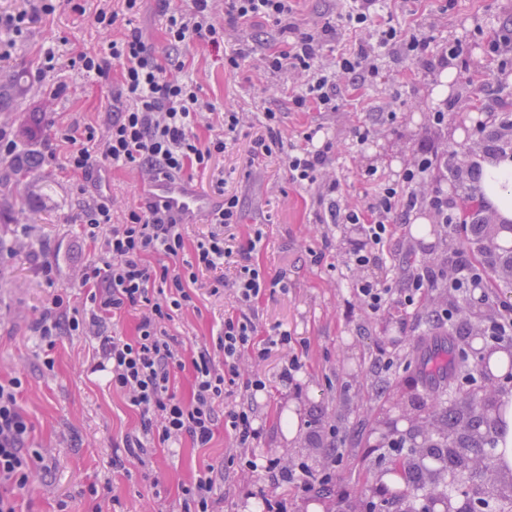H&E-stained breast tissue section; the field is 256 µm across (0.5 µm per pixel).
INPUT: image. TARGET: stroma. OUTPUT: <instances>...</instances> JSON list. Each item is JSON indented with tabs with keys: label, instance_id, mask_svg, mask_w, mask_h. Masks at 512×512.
I'll list each match as a JSON object with an SVG mask.
<instances>
[{
	"label": "stroma",
	"instance_id": "stroma-1",
	"mask_svg": "<svg viewBox=\"0 0 512 512\" xmlns=\"http://www.w3.org/2000/svg\"><path fill=\"white\" fill-rule=\"evenodd\" d=\"M101 5V0H84L85 12L79 15L60 0L53 14L43 15L37 0H0V16L24 11L30 18L10 57L0 59V77L19 70L31 76L28 91L0 112V128L17 144L13 157L0 159V371L20 378L19 402L32 425L27 445L43 451L42 460L33 464L31 487L16 494L18 512H89L96 500L104 512H180L183 485L206 471L215 480L218 512H256L260 490L283 501L282 512H354L357 495L385 475L387 456L374 449L377 421L410 393L428 403L439 389L438 377L426 376L408 362L422 354L446 353L448 331L432 327L429 316L452 296V289L430 290L406 311L394 300L375 316L348 313L346 302L357 273L346 268L345 260L356 233L330 223L320 200L326 192L323 183H292L279 152L251 159L256 130L242 127L210 169L189 168L183 177L206 196L218 178H225V191L240 198L238 223L224 229L233 250L224 271L234 275L247 260L268 276L284 277L286 290L265 292L254 310L258 339L279 328L290 333V343L286 349L272 350L263 361H244L232 386L234 399L251 402L255 411L260 434L250 447H238L220 424L206 448L195 447L187 438L169 448L157 438L142 436L138 411L112 390L102 373L91 370L98 334L65 333L49 347L34 331L35 320L52 308L56 296L84 307L79 279L98 253L80 223L97 182L82 180L63 167L66 147H58L57 162L47 163L46 145L54 125L102 124L120 80L119 68H112L105 81L68 68L67 61L78 52L105 53L111 38L136 27L154 51L169 56L182 76L199 86L207 103L193 125L199 139H207L218 126L222 109L276 112L284 143L303 144L310 132L315 144L332 143L330 175L338 182L336 194L361 203L373 191L362 176L365 169L400 181L422 146L454 152L460 163L470 165L479 143L464 133V126L473 125L485 104L499 100L512 109V61L485 51L490 27L512 22V0H386L382 22L430 36L431 56L440 55L456 38L469 46V56L452 69L456 76L451 93L438 92L451 70L447 66L428 68L387 49L378 60L383 80L354 86L347 77H338V107L330 112L293 105L292 91L306 83L307 73L265 67L263 52L282 41L271 20L257 18L229 27L224 2L216 0L215 22L224 28L223 45L215 49L197 41L174 46L167 40L163 15L187 9V0H141L139 12L118 14L108 33L93 23ZM49 45L58 62L42 80H34L41 50ZM232 56L237 65H229ZM60 84L65 92L54 94ZM450 98L457 101L453 118L442 126L430 124L429 112ZM391 111L396 118L390 122L386 116ZM359 126L369 130L361 145L354 136ZM32 157L38 163L27 178L13 173L14 165ZM106 185L114 222H122L129 209L144 201L145 181L137 169L109 170ZM421 218L428 222L424 235L417 224ZM432 218L425 209L412 212L384 249L375 274L387 277L390 288L403 285L398 262L406 254L436 265L447 261L449 246L462 244L463 234L445 237ZM257 225L265 244L242 259L241 251ZM209 281V274L200 275L194 310L167 326L180 344L184 368L175 386L185 398L192 394L189 365L198 346L238 308L232 290L211 294ZM382 348L396 352L401 362L384 375L371 367ZM290 354L303 364L291 384L280 378L283 360ZM256 374L265 379L266 388L254 394L246 381ZM324 424L336 425L342 437V459L333 468L326 465L330 442L319 431ZM137 435L144 450L135 460L126 447ZM240 457L260 464L277 458L313 470L330 469L332 486L347 490L348 497L280 488L261 472L242 477L234 464ZM158 474L163 483L157 487L153 479Z\"/></svg>",
	"mask_w": 512,
	"mask_h": 512
}]
</instances>
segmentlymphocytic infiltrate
<instances>
[{
  "label": "lymphocytic infiltrate",
  "mask_w": 512,
  "mask_h": 512,
  "mask_svg": "<svg viewBox=\"0 0 512 512\" xmlns=\"http://www.w3.org/2000/svg\"><path fill=\"white\" fill-rule=\"evenodd\" d=\"M214 0H190L187 11L167 15L165 29L170 43L185 45L204 41L220 46L223 28L212 22ZM350 5L340 20L348 29L370 31L369 41L361 42L337 60L336 70L316 68L321 57L323 37L331 25L309 32H298L293 20L292 0H224L226 13L234 23L244 24L255 18L281 23L288 35L284 49L265 52L262 60L267 69H301L311 72V80L296 93L295 107L312 106L323 111L336 108L333 89L338 76L361 80H380L377 59L382 50L399 49L407 58L422 60L429 39L422 33H411L392 25L377 24L380 0H349ZM120 64V86L112 97V110L106 122V133L96 126H57L54 137L67 144V169L88 174L93 163L107 167H135L143 171L149 182L180 175L186 168L199 171L210 168L213 160L223 155L236 141L245 122L243 113L225 110L220 129L207 140H199L192 125L202 105L199 88L192 81L172 74L165 59L145 42L138 29H130L108 44L104 56L78 53L69 60L71 68L87 75L104 78L113 64ZM331 144L311 149L295 147L286 153L284 165L289 179L300 185H311L322 178L331 163ZM437 166L434 152L419 150L404 169L401 183L378 178L376 171L363 176L375 185V193L366 207L359 208L331 200L328 213L332 223L343 224L358 232L363 241L350 255L348 266L359 273L352 282V295L357 307L376 313L387 308L392 294L370 269L379 263V253L392 239L394 217L425 208L436 217L447 234L459 229V217L448 206V196L437 188L431 194L416 192ZM220 205L208 213L214 231L187 249L182 226L161 204L146 202L130 209L123 222L112 221V200L99 194L88 204L82 224L90 241L100 242L98 259L87 265L81 284L93 306L91 314L78 308L65 307L63 299H55L54 311L42 314L36 322L41 342L54 345L61 331L82 333L101 322L130 309L140 312L137 334L129 339L101 337L98 347L100 370L110 375L113 389L121 392L129 405L142 417L144 433L157 436L159 442H177L190 437L196 447L204 448L214 436L215 405L227 399L229 387L239 374L244 358L260 361L276 347L287 345L288 334L275 332L264 344H256L257 331L254 302L266 290L282 286L279 278L268 277L260 268L241 266L233 281L222 276L224 262L231 254L221 226L239 221L240 199L225 193L223 185H215ZM111 225L106 239H99L100 225ZM163 256L158 267H149L151 255ZM213 273L212 292L232 288L239 308L225 317L216 337L203 343L192 360L193 390L190 399L175 391L177 370L184 364L178 343L166 329L167 321L193 307L194 285L200 272ZM482 268L463 269L458 263L425 266L413 272L399 294L402 307L421 302L429 289L447 284L448 280L470 283L483 277ZM22 382L18 377L0 380V486L25 489L34 459L39 450L29 448L27 441L32 425L19 404ZM248 473L265 470L279 486H291L305 492L316 491L329 482L326 474H318L305 465H286L275 461L265 466L251 459L241 460Z\"/></svg>",
  "instance_id": "f902f5d3"
}]
</instances>
